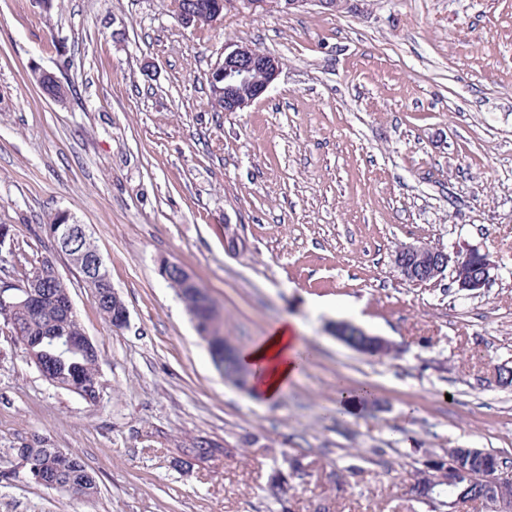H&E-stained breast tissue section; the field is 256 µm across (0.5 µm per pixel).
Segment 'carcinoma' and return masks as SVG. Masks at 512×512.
Masks as SVG:
<instances>
[{
  "instance_id": "1",
  "label": "carcinoma",
  "mask_w": 512,
  "mask_h": 512,
  "mask_svg": "<svg viewBox=\"0 0 512 512\" xmlns=\"http://www.w3.org/2000/svg\"><path fill=\"white\" fill-rule=\"evenodd\" d=\"M197 15L195 24L203 27L210 23L219 8V0H187ZM170 286L181 292L182 301L197 323V329L208 332L203 337L207 343L216 368L238 387L249 385V371L241 362L237 351L229 347L224 337V320L218 309L209 299L199 300L191 295L189 288L174 278ZM45 301L43 309L33 314L20 303L6 309L0 307V316L14 328H20L22 341L29 344L25 348L29 356L37 357L40 365L50 378L59 383L76 385L81 389L80 396L87 402L95 403L100 398L98 380V350L75 351L63 355L58 344L67 336H74L81 327L78 319L69 316L62 308L64 289L57 285L43 289ZM336 338L353 350L374 358L388 357L396 352L395 346H385L378 340L363 335L350 325L338 329ZM20 456L46 467L48 476L43 486L56 490H76L87 498L96 495V478L86 464L76 455L61 448H21ZM458 462V458L448 454L435 455L422 462L415 469L409 491L417 500H429L432 512H444L447 500L435 496L439 485L432 477L448 466ZM305 473V466L296 458L288 462V470L275 471L267 484L268 498L284 504L288 499V487L293 478Z\"/></svg>"
}]
</instances>
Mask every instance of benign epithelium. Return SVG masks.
<instances>
[{
    "instance_id": "benign-epithelium-1",
    "label": "benign epithelium",
    "mask_w": 512,
    "mask_h": 512,
    "mask_svg": "<svg viewBox=\"0 0 512 512\" xmlns=\"http://www.w3.org/2000/svg\"><path fill=\"white\" fill-rule=\"evenodd\" d=\"M347 0H242V5L252 11L270 8H303L314 3L326 10L339 12L345 8ZM281 70V60L275 55L259 52L251 45L230 44L224 48V57L213 67L223 83L224 107L229 112H242L262 97L277 79ZM61 242V253L77 270L86 275V280L94 288L111 286L104 260L99 251L90 246L91 240L85 225L79 223L66 212L58 214V223L53 232ZM393 268L402 280L422 285L439 280L444 274L459 291L468 295L479 293L491 280L494 264L488 255L477 249H469L465 254L450 255L442 248L433 247L419 240L405 242L398 246L393 256ZM159 272L164 279L174 275L184 285L207 290L199 285L182 265L163 261ZM57 274L52 265L41 267L20 289L21 298L31 310L40 309L43 298L42 284ZM483 487L485 512H512V472L505 469L489 468L479 475Z\"/></svg>"
}]
</instances>
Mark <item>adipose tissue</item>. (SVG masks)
<instances>
[{
    "label": "adipose tissue",
    "mask_w": 512,
    "mask_h": 512,
    "mask_svg": "<svg viewBox=\"0 0 512 512\" xmlns=\"http://www.w3.org/2000/svg\"><path fill=\"white\" fill-rule=\"evenodd\" d=\"M251 370L255 392L267 401L278 400L307 364L305 342L295 321L281 319L258 343L242 351Z\"/></svg>",
    "instance_id": "adipose-tissue-1"
}]
</instances>
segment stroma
Listing matches in <instances>:
<instances>
[{
    "label": "stroma",
    "mask_w": 512,
    "mask_h": 512,
    "mask_svg": "<svg viewBox=\"0 0 512 512\" xmlns=\"http://www.w3.org/2000/svg\"><path fill=\"white\" fill-rule=\"evenodd\" d=\"M279 56L265 97L215 112L228 44ZM67 96H43L35 70ZM71 213L129 322L112 328L49 225ZM0 287L43 261L99 350L102 398L50 385L0 323V512H431L411 500L428 455L512 464V0H350L250 11L204 29L171 0H0ZM233 224L247 248L224 251ZM479 249L487 288L403 281L396 248ZM185 266L245 350L282 317L313 357L274 402L224 381L161 261ZM351 321L396 345L373 360L329 335ZM368 386L351 416L336 385ZM225 454L185 465L199 440ZM95 472L86 498L38 484L22 448ZM300 456L286 504L265 485ZM359 474L336 495L333 473Z\"/></svg>",
    "instance_id": "stroma-1"
}]
</instances>
